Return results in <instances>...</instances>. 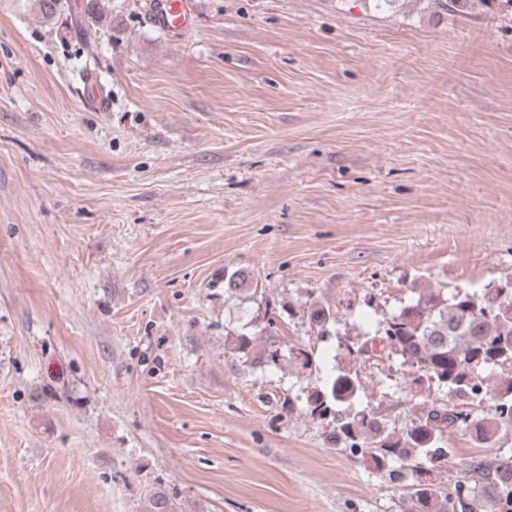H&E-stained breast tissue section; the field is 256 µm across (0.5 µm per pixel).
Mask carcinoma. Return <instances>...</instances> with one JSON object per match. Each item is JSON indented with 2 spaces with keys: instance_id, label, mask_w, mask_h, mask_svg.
Returning a JSON list of instances; mask_svg holds the SVG:
<instances>
[{
  "instance_id": "1",
  "label": "carcinoma",
  "mask_w": 512,
  "mask_h": 512,
  "mask_svg": "<svg viewBox=\"0 0 512 512\" xmlns=\"http://www.w3.org/2000/svg\"><path fill=\"white\" fill-rule=\"evenodd\" d=\"M461 17L498 4L512 12V0H428ZM258 292L251 272L238 269L224 279V292ZM412 296L375 327L351 336L334 331L339 311L310 304L309 327L322 342L336 341V370L323 384L296 395L305 413L324 430L326 441L347 451L366 469L401 490L402 512H512V448H499L500 433L512 428V375L493 383L486 374L512 366V278L487 284L481 291L443 293L413 288ZM239 358L273 367L287 357L309 369L314 353L283 350L274 317L254 332L228 339ZM397 362L409 370L404 389L419 409L401 424L377 411L367 393L361 365L370 360ZM436 389L455 400L430 399ZM490 411H477L481 403ZM463 430L494 455L448 477L441 469L453 458L445 434ZM149 512H176L163 492L152 495Z\"/></svg>"
}]
</instances>
